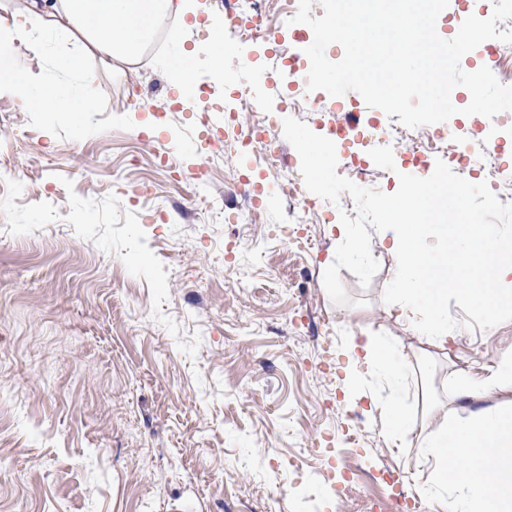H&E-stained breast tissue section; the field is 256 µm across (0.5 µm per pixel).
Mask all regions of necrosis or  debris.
<instances>
[{"label":"necrosis or debris","mask_w":512,"mask_h":512,"mask_svg":"<svg viewBox=\"0 0 512 512\" xmlns=\"http://www.w3.org/2000/svg\"><path fill=\"white\" fill-rule=\"evenodd\" d=\"M262 0H226L224 5V40L229 44L256 42L272 35L277 39L276 53L287 57L289 40H303L310 28L293 23L298 10V0H280L277 15H270L262 7ZM344 106L341 98H329L325 110L326 123L335 130L339 141L356 142L361 151L392 143H405V160L414 173L427 176L429 161L437 155L448 156L457 165V173L468 177L478 172L486 180L499 200L512 199V169L501 166L491 152L490 127L484 123L458 124L440 131L428 125L409 129L401 125L397 117H381L377 122L363 127L346 128L342 125ZM234 144L237 157L261 156L266 167L283 168L275 136L267 113L258 111L255 102L239 96L234 111L225 113L224 124L213 130L204 143L206 150L222 155L225 144ZM285 171L282 192L285 196V223L292 227L295 241L308 237V226L313 216L328 208L326 200L304 189L302 179L293 171ZM230 175L234 189L240 190L244 198L243 207L237 211V220L242 224H259L266 220L267 212L255 190L250 168L235 165Z\"/></svg>","instance_id":"obj_1"}]
</instances>
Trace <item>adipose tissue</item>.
Returning a JSON list of instances; mask_svg holds the SVG:
<instances>
[{"label": "adipose tissue", "mask_w": 512, "mask_h": 512, "mask_svg": "<svg viewBox=\"0 0 512 512\" xmlns=\"http://www.w3.org/2000/svg\"><path fill=\"white\" fill-rule=\"evenodd\" d=\"M190 11L186 0H17L14 40L65 50L53 67L36 73L21 57L1 59L0 95L18 96L29 107L48 105L61 117L94 111L99 90L85 74V56L132 63L166 17ZM386 239L393 259L388 300L407 333L440 350L458 337L442 304L449 292L480 314L488 335L498 333L504 322L498 304L512 298V246L497 226L469 225L447 255L421 224L392 219ZM347 356L345 379L356 386L367 367L394 385L412 368L389 342H354ZM429 420L421 454L430 472L418 492L429 497L435 487H458L457 495L443 498L444 512H512V356L470 375L447 409Z\"/></svg>", "instance_id": "ef3b65f1"}]
</instances>
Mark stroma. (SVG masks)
Masks as SVG:
<instances>
[{
  "label": "stroma",
  "mask_w": 512,
  "mask_h": 512,
  "mask_svg": "<svg viewBox=\"0 0 512 512\" xmlns=\"http://www.w3.org/2000/svg\"><path fill=\"white\" fill-rule=\"evenodd\" d=\"M192 6L198 27L172 43L154 36L137 64L87 56L100 89L91 130L0 97V512H348L337 494L348 463L360 494H380L374 479L389 469L411 493L428 473L419 445L432 406L501 354L451 297L463 332L424 361L385 303L381 244L368 288L340 269L355 301L343 307L322 281L335 224H312L296 257L268 243L288 234L276 207L267 223L236 222L225 161L182 146L220 124L245 77L195 65L201 101L173 109L172 67L206 40L224 0ZM264 70L257 96L284 120L294 88L275 59ZM351 336L402 340L415 367L394 391L409 418L399 447L385 439V410L345 389ZM358 415L357 448L343 435ZM301 456L322 469L315 488Z\"/></svg>",
  "instance_id": "35a3bbf8"
}]
</instances>
